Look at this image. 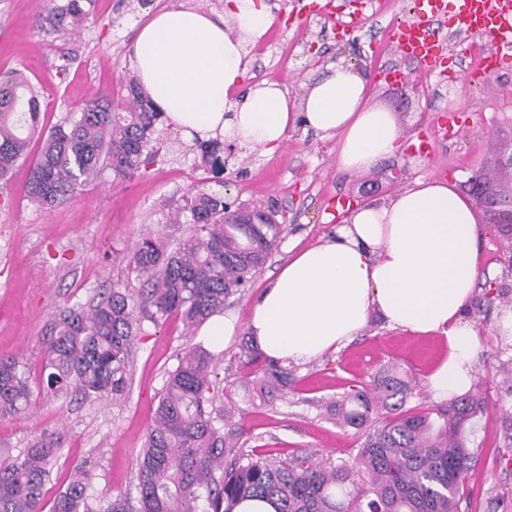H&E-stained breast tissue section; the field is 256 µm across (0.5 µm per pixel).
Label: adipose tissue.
<instances>
[{"label": "adipose tissue", "instance_id": "ef3b65f1", "mask_svg": "<svg viewBox=\"0 0 512 512\" xmlns=\"http://www.w3.org/2000/svg\"><path fill=\"white\" fill-rule=\"evenodd\" d=\"M230 20L237 35L227 31ZM272 23L265 0H226L220 15L157 12L135 44L138 79L170 122L205 139L229 130L272 152L302 126L338 135L346 171L396 155L393 113L368 103V79L351 66H327L298 105L275 83L239 94L244 44ZM478 235L470 200L445 181L415 180L387 202L352 209L332 238L292 256L264 290L248 333L268 356L300 364L351 341L375 311L390 327L445 336L448 356L430 374L429 391L437 400L465 394L478 355L468 315Z\"/></svg>", "mask_w": 512, "mask_h": 512}]
</instances>
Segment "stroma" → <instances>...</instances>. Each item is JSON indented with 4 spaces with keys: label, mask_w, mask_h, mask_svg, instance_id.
Returning <instances> with one entry per match:
<instances>
[{
    "label": "stroma",
    "mask_w": 512,
    "mask_h": 512,
    "mask_svg": "<svg viewBox=\"0 0 512 512\" xmlns=\"http://www.w3.org/2000/svg\"><path fill=\"white\" fill-rule=\"evenodd\" d=\"M274 20L267 33L265 54L249 62L245 87L278 83L290 100L301 102L319 76L318 59L329 64L367 65L373 83L369 102L391 108L400 94L387 71L396 70L418 80L422 92L409 97L395 115L403 145L416 143L436 125L438 117L453 113L460 122L455 136L432 153L395 156L403 166L393 176L387 163L348 173L336 159V137L303 128L289 131L274 153L242 149L234 164L238 178L201 164L193 153L175 148L165 161L122 184L103 177L55 208L42 209L25 197L27 167L0 184V354H18L32 375L44 363L43 333L65 300L89 302L112 288H137L127 265L140 238L149 232L178 239L189 227L170 221L171 202L190 188H216L227 181L226 195L249 205L277 203L285 213L283 239L272 259L250 288L235 297L226 313L235 318V333L223 344L202 337L216 358V371L236 405L234 425L245 430L246 451L280 458L307 453L334 463L353 461L362 438L350 428L329 420L314 405L343 391L347 382H366L380 367L396 361L411 370L419 386L409 406L433 404L428 375L446 354L441 335H417L392 329L378 316L340 350L298 365L297 382L285 399L259 407L240 386L247 370L238 344L246 332L253 307L281 266L290 247L305 248L330 238L337 223L327 211L330 202L358 204L364 190L378 187L377 201H385L419 178L444 171L445 180L463 190L472 170L486 173L490 186H512V171L499 164L497 146L512 141V69L495 72L492 86L475 79L462 86L423 79L416 64L385 42L390 26L412 14L413 0H383L380 11L366 4L329 0L326 9L313 0H266ZM44 0H0V76L20 70L42 92L45 125H53L98 91L116 89L132 70V51L140 28L156 13L171 7L195 8L220 14L224 0H94L91 15L79 33L47 35L38 28ZM361 17L353 32L344 22ZM480 212L478 246L483 270L506 283V299L480 307L470 305L479 352L473 374L482 379L487 409L474 422L476 465L464 485L461 512H512V447L504 439L503 420L512 418V382L500 373L512 363V349L500 346L497 320L512 307V270L500 256L512 242V227L494 224ZM188 338L179 318L145 324L134 347L132 385L120 402L84 401L74 396L39 398L31 412L0 420V447L21 452L41 435L57 432L62 449L49 484L51 493L64 489L73 466L85 464L95 473L97 497L111 500L137 494V459L152 424L156 396L176 355Z\"/></svg>",
    "instance_id": "stroma-1"
}]
</instances>
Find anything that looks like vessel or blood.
I'll return each instance as SVG.
<instances>
[{
  "instance_id": "1",
  "label": "vessel or blood",
  "mask_w": 512,
  "mask_h": 512,
  "mask_svg": "<svg viewBox=\"0 0 512 512\" xmlns=\"http://www.w3.org/2000/svg\"><path fill=\"white\" fill-rule=\"evenodd\" d=\"M443 27L483 33L494 45L489 64L498 69L512 65V0H414L412 18L393 25L390 40L423 73L454 80L458 73L447 66L448 45L439 33Z\"/></svg>"
}]
</instances>
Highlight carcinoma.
<instances>
[{
	"instance_id": "cac0c4a2",
	"label": "carcinoma",
	"mask_w": 512,
	"mask_h": 512,
	"mask_svg": "<svg viewBox=\"0 0 512 512\" xmlns=\"http://www.w3.org/2000/svg\"><path fill=\"white\" fill-rule=\"evenodd\" d=\"M92 0H48L38 13L47 33L73 31L88 20ZM40 91L18 72L0 81V181L27 162L28 200L45 209L72 199L108 172L122 182L146 172L183 144L131 75L115 95L93 94L49 130L40 120ZM224 195L193 188L173 223L190 225L175 246L148 233L136 244L128 271L140 287L113 288L84 304L64 302L46 327L47 353L37 382L21 356L0 355V418L30 410L34 393H74L118 401L130 390L134 346L143 321L157 326L181 317L187 334L224 312L227 301L260 274L277 250L281 224L227 223ZM239 358L254 368V396L264 403L288 394L296 367L242 337ZM415 381L396 365L369 382L347 386L326 405L328 416L362 433L353 464L256 457L242 448L241 428L226 426L223 381L212 355L189 343L177 357L155 407L138 460V500L93 498L92 475L78 466L50 512H233L247 498H274L278 512H460V487L472 468L471 421L483 413L480 383L429 409L405 408ZM61 437L47 434L14 455L0 448V512H42Z\"/></svg>"
}]
</instances>
